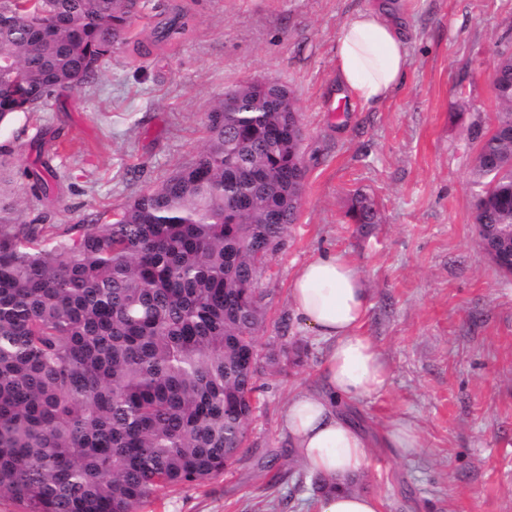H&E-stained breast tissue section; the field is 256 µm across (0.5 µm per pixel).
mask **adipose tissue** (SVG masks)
Instances as JSON below:
<instances>
[{
	"instance_id": "adipose-tissue-1",
	"label": "adipose tissue",
	"mask_w": 512,
	"mask_h": 512,
	"mask_svg": "<svg viewBox=\"0 0 512 512\" xmlns=\"http://www.w3.org/2000/svg\"><path fill=\"white\" fill-rule=\"evenodd\" d=\"M336 78L365 104L387 99L403 81L407 38L397 14L369 7L345 20L334 47ZM290 301L299 323L322 345L320 388L298 390L283 410L288 442L307 473L346 479L367 469L369 448L379 444L400 456L416 454L421 437L403 419L394 420L377 440L343 413V404L362 400L389 384L387 365L362 328L368 291L356 262L341 251H325L300 266L291 279ZM314 512H380L371 494L340 490L317 495Z\"/></svg>"
}]
</instances>
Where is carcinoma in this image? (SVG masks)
<instances>
[{
	"label": "carcinoma",
	"instance_id": "carcinoma-1",
	"mask_svg": "<svg viewBox=\"0 0 512 512\" xmlns=\"http://www.w3.org/2000/svg\"><path fill=\"white\" fill-rule=\"evenodd\" d=\"M132 0H0V125L95 80L128 41ZM187 22L164 24L158 41ZM478 148L475 224L512 225V56ZM195 160L107 224L43 243L0 199V500L16 512H141L224 473L259 404L258 265L298 220L301 123L275 81L225 90ZM355 224L380 223L358 195Z\"/></svg>",
	"mask_w": 512,
	"mask_h": 512
}]
</instances>
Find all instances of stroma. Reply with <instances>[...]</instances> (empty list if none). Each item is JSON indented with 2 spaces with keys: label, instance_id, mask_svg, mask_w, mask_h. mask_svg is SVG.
Returning a JSON list of instances; mask_svg holds the SVG:
<instances>
[{
  "label": "stroma",
  "instance_id": "stroma-1",
  "mask_svg": "<svg viewBox=\"0 0 512 512\" xmlns=\"http://www.w3.org/2000/svg\"><path fill=\"white\" fill-rule=\"evenodd\" d=\"M385 0H141L126 46L93 82L55 93L0 125L11 154L0 193L17 223L48 219L56 234L113 212L191 163L208 110L250 80L286 85L300 114L306 178L299 219L260 280V354L302 347L287 375L262 372L261 404L244 450L202 486L163 492L144 512H310L308 473L288 449L282 413L318 386L320 344L294 317L296 269L326 248L347 252L369 290L362 328L389 369L388 387L355 403L379 434L403 417L422 439L409 457L374 447L355 480L381 512H512V274L478 242L472 170L498 122L490 88L512 54V0H406L409 67L386 100L352 103L336 88L344 20ZM186 16L173 45L154 41ZM56 171L46 194L28 176L38 156ZM381 221L349 223L355 195Z\"/></svg>",
  "mask_w": 512,
  "mask_h": 512
}]
</instances>
